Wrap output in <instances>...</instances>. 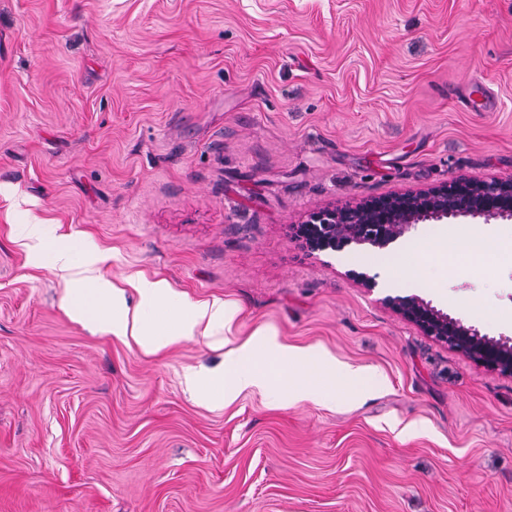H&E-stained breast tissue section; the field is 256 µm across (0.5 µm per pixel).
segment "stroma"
<instances>
[{
  "instance_id": "stroma-1",
  "label": "stroma",
  "mask_w": 512,
  "mask_h": 512,
  "mask_svg": "<svg viewBox=\"0 0 512 512\" xmlns=\"http://www.w3.org/2000/svg\"><path fill=\"white\" fill-rule=\"evenodd\" d=\"M461 175L512 179V0H0V512H512V377L383 303L512 339V222L474 225L496 262L425 275L396 250L464 225L317 257L288 231ZM34 222L369 368L365 395L208 406L183 376L223 332L148 355L80 321Z\"/></svg>"
}]
</instances>
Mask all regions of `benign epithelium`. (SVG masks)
<instances>
[{
  "mask_svg": "<svg viewBox=\"0 0 512 512\" xmlns=\"http://www.w3.org/2000/svg\"><path fill=\"white\" fill-rule=\"evenodd\" d=\"M512 221V180L458 177L418 191L362 200L314 212L288 226L312 256L350 245L387 250L424 221L448 219ZM384 303L422 333L445 342L482 365L512 376V344L489 337L419 295L387 296Z\"/></svg>",
  "mask_w": 512,
  "mask_h": 512,
  "instance_id": "1",
  "label": "benign epithelium"
}]
</instances>
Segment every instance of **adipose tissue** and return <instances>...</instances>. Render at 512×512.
<instances>
[{"instance_id":"adipose-tissue-1","label":"adipose tissue","mask_w":512,"mask_h":512,"mask_svg":"<svg viewBox=\"0 0 512 512\" xmlns=\"http://www.w3.org/2000/svg\"><path fill=\"white\" fill-rule=\"evenodd\" d=\"M16 234L37 256H47L67 283L66 305L86 323L122 338L133 339L146 353L158 354L172 343L199 332L215 329L225 334L224 372L199 384L196 376L186 378L189 390H199L206 401L222 406L233 403L245 390L256 389L274 398L291 402L320 398V378L359 381L364 369L336 362L318 349H298L279 341L272 330H260L243 341L235 340V311L218 302L177 301L165 281L129 279L138 289L143 309H130L124 299L125 287L106 280L88 262L87 253L76 238L57 240L47 225L20 224ZM465 248L477 258L497 254L489 236L479 232L463 234L460 240L429 242L417 249L421 266L438 264L453 269L457 248Z\"/></svg>"}]
</instances>
